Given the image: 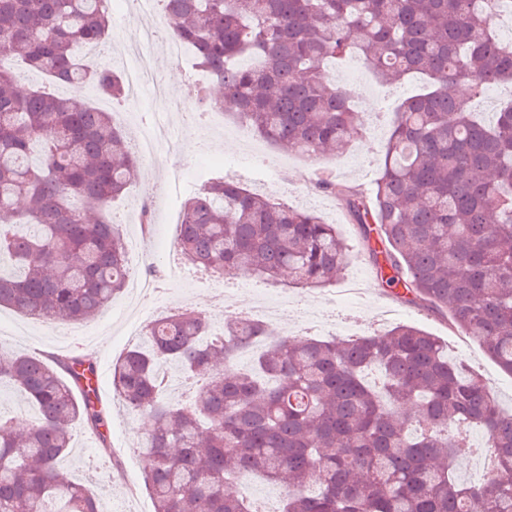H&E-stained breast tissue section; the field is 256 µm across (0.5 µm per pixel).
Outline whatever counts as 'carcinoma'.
<instances>
[{
    "instance_id": "obj_1",
    "label": "carcinoma",
    "mask_w": 512,
    "mask_h": 512,
    "mask_svg": "<svg viewBox=\"0 0 512 512\" xmlns=\"http://www.w3.org/2000/svg\"><path fill=\"white\" fill-rule=\"evenodd\" d=\"M170 34L191 46L221 93L204 109L231 113L270 144L311 159L359 134L348 93L323 73L353 52L386 81L427 86L396 112L373 198L347 190L379 283L402 302L449 316L512 376V101L489 126L470 98L512 84V0H156ZM107 0H0V50L40 85L20 93L0 69V306L79 323L125 286L123 239L109 206L139 158L112 113L79 92L125 97L121 74L88 65L100 47ZM79 199L83 207L72 205ZM175 248L218 275L247 271L322 288L348 264L333 224L313 212L214 178L181 210ZM147 340L114 364L115 399L154 430L139 444L151 467L155 512H267L235 490L258 473L284 489L277 512H512V410L448 345L415 326L355 338L276 337L238 318L215 328L184 309L157 319ZM260 344L252 364L238 353ZM171 367L188 391L174 400ZM93 363L0 354V382L35 419L25 432L0 413V512H101L61 467L82 424L108 450ZM483 429L478 484L455 472L469 429Z\"/></svg>"
}]
</instances>
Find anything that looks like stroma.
Masks as SVG:
<instances>
[{"label": "stroma", "mask_w": 512, "mask_h": 512, "mask_svg": "<svg viewBox=\"0 0 512 512\" xmlns=\"http://www.w3.org/2000/svg\"><path fill=\"white\" fill-rule=\"evenodd\" d=\"M111 27L106 48L101 54L113 69L123 70L118 49L125 39L140 29L155 25L165 27L161 15L139 13L135 0H108ZM337 70L358 69L357 79L349 81L354 93L360 133L349 148L337 156L320 158L310 163L300 155L282 151L254 132L244 131L240 122L222 116V130L204 127L196 117H169L155 108L151 90H143L138 99L115 103L98 95L89 100L96 107L112 112L116 125L125 132L129 142H136L147 122L168 126L171 141L159 152L156 160L141 164L140 175L129 185L122 199L115 202L111 214L119 223L125 241L137 244V252L128 264L136 276H143L151 267L164 264L169 244L178 231L172 222L185 200L181 194L164 193L163 187L172 168H180L185 176L203 175L214 163L237 162L264 154L277 161L280 175L271 183L265 174L246 178L251 190L307 209L334 224L349 249V263L341 281L323 288H298L282 280L267 283L251 273L236 274L225 279L223 287L207 288L193 279L162 283L156 292L139 299L118 295L96 319L66 326L52 321H33L10 309H0V352L29 353L37 356L60 355L74 350L86 354L95 363L98 389L108 411L107 445L112 449L115 464L111 471L92 473L90 460L102 452L96 435L83 426L75 428V447L66 466L84 483L109 512H153V502L144 486L146 458L136 445L147 433V418L133 417L113 401L112 369L117 357L134 342L128 322L141 313L163 316L171 303L182 308L205 313L215 326H223L227 289L239 286L250 295L275 309L271 327L280 334L298 335L303 322L311 313L321 315L327 339L347 338L371 331H385L399 324L417 326L438 336L448 346V354L464 359L493 387L504 408L512 407V376L503 373L480 346L450 326L447 318L423 307L404 304L378 287L373 276L368 253L360 238L357 225L344 215L337 197L320 191L311 174L312 166L330 169L342 187L359 189L372 195L382 165L393 111L407 97L422 88L420 77L404 79L396 85L378 81L362 58L349 56L337 63ZM149 203L152 211L150 234H143L135 221L141 203ZM354 283L356 293H344L345 283Z\"/></svg>", "instance_id": "1"}]
</instances>
